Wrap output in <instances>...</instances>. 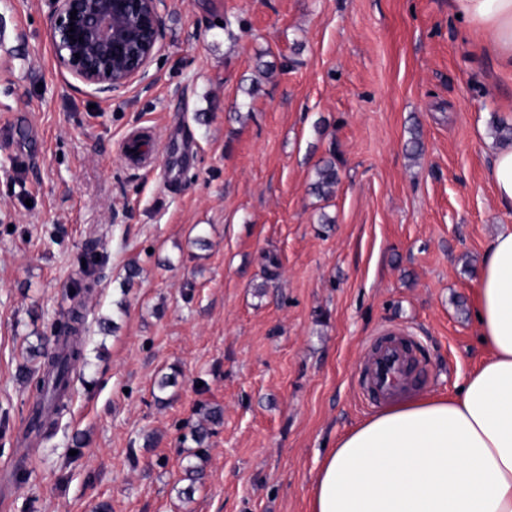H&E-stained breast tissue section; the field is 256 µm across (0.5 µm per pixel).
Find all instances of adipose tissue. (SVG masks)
I'll list each match as a JSON object with an SVG mask.
<instances>
[{
  "label": "adipose tissue",
  "instance_id": "adipose-tissue-1",
  "mask_svg": "<svg viewBox=\"0 0 512 512\" xmlns=\"http://www.w3.org/2000/svg\"><path fill=\"white\" fill-rule=\"evenodd\" d=\"M512 76V0H450ZM486 357L451 397L393 402L319 460L308 512H512V231L474 290Z\"/></svg>",
  "mask_w": 512,
  "mask_h": 512
}]
</instances>
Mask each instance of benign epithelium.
Here are the masks:
<instances>
[{
    "instance_id": "benign-epithelium-1",
    "label": "benign epithelium",
    "mask_w": 512,
    "mask_h": 512,
    "mask_svg": "<svg viewBox=\"0 0 512 512\" xmlns=\"http://www.w3.org/2000/svg\"><path fill=\"white\" fill-rule=\"evenodd\" d=\"M52 4L50 32L60 68L102 92L145 76L161 48L163 0H52Z\"/></svg>"
}]
</instances>
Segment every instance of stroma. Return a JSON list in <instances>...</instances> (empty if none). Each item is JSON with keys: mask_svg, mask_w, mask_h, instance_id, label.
Listing matches in <instances>:
<instances>
[{"mask_svg": "<svg viewBox=\"0 0 512 512\" xmlns=\"http://www.w3.org/2000/svg\"><path fill=\"white\" fill-rule=\"evenodd\" d=\"M51 10L0 0V469L29 457L0 512H307L318 459L368 416L382 330L419 342L414 395L455 394L483 357L512 81L448 0H165L147 78L101 93L57 65ZM146 127L142 168L125 142ZM75 308L85 366L22 440L26 350ZM204 404L223 418L192 485ZM488 171L499 204L512 210V143L498 144ZM339 182L335 162L327 161L315 170V180L312 183L313 191L318 195H331Z\"/></svg>", "mask_w": 512, "mask_h": 512, "instance_id": "stroma-1", "label": "stroma"}]
</instances>
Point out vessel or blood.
Returning <instances> with one entry per match:
<instances>
[{
  "mask_svg": "<svg viewBox=\"0 0 512 512\" xmlns=\"http://www.w3.org/2000/svg\"><path fill=\"white\" fill-rule=\"evenodd\" d=\"M417 354L413 337L402 331L388 330L378 336L360 382L365 400L378 404L397 396L406 385L407 367Z\"/></svg>",
  "mask_w": 512,
  "mask_h": 512,
  "instance_id": "1",
  "label": "vessel or blood"
}]
</instances>
